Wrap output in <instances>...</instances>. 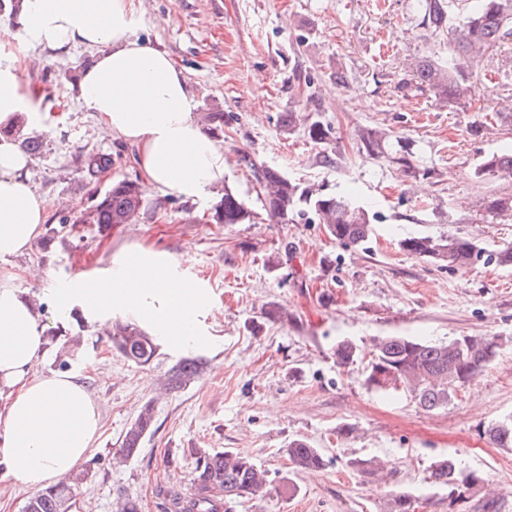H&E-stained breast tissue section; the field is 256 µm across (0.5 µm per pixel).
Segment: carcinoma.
<instances>
[{"mask_svg": "<svg viewBox=\"0 0 512 512\" xmlns=\"http://www.w3.org/2000/svg\"><path fill=\"white\" fill-rule=\"evenodd\" d=\"M417 2L423 9L422 25L435 33H448V58L419 61L399 80L397 90L428 91L453 109L472 96L468 81L480 63L495 59L512 41V0H470L465 14L459 17L455 16L457 0ZM12 137L31 155L42 149V140L35 136L23 138L18 129ZM382 137L381 131L366 130L360 136L361 150L369 156L378 154ZM79 158L86 185L90 187V204L77 215L62 219V223L95 224L102 234L116 224L136 223L147 208L137 178L125 175L100 191L97 184L101 176L114 165L112 154L92 152L81 154ZM255 175L273 218L286 221L304 203L324 224L327 234L342 246H360L372 233L368 211L346 196L314 195L269 168L258 170ZM474 177L479 180L511 178L512 154L486 158L475 168ZM480 207L494 216L512 214V195L491 193L482 198ZM252 218L251 210L228 190L211 215L215 224H248ZM398 245L410 256L445 262L459 269L468 267L481 255L476 242L451 237L407 236L400 239ZM503 342L501 336L470 335L457 336L448 342L402 336L378 338L372 344L365 383L383 392H407L426 411L446 408L458 391L494 360ZM109 343L112 350L139 366L150 365L159 350L157 338L131 319L112 323ZM360 354L355 344L341 341L334 351L336 366L348 367ZM204 365L203 359L192 353L181 357L165 374V389L178 392L186 388L200 377ZM155 423V404L147 401L124 431L120 441L122 458L130 460L138 456L146 437L155 432ZM485 434L499 447L511 448L512 417L489 425ZM285 453L296 470H321L326 466L320 450L301 439L290 441ZM87 477L85 471L76 472L69 481L31 495L22 512H71L75 505L74 487ZM430 479L448 487L450 496L461 494L480 482L473 473H459L450 459L431 465ZM266 487L265 473L250 457L232 451L210 453L198 449L190 488L185 491L175 485L161 486L156 494L163 499L165 512H231L232 504L238 499L254 496ZM415 509L412 498L403 493L391 499L388 512H415ZM116 512H142L140 498L121 495Z\"/></svg>", "mask_w": 512, "mask_h": 512, "instance_id": "carcinoma-1", "label": "carcinoma"}]
</instances>
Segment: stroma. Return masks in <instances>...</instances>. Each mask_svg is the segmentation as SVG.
<instances>
[{
  "instance_id": "1",
  "label": "stroma",
  "mask_w": 512,
  "mask_h": 512,
  "mask_svg": "<svg viewBox=\"0 0 512 512\" xmlns=\"http://www.w3.org/2000/svg\"><path fill=\"white\" fill-rule=\"evenodd\" d=\"M135 34L166 51L188 80L192 115L212 108L224 126L212 133L224 150V182L196 202L148 197L137 223L109 235L82 225V239L53 237L60 217L88 204L81 151L117 158L101 187L130 173L134 151L112 137L79 96L78 79L93 53L41 52L29 78L56 120L40 132L28 182L53 198L48 231L24 255L0 260L18 272L16 288L40 300L41 322L54 332L38 374H69L97 403L102 428L81 464L87 480L73 512H115L120 493L162 512L158 485L188 487L193 449L233 451L265 471L264 494L238 500L233 512H387L392 495L421 501L420 512H478L486 495L512 512V448L493 445L486 427L512 415V267L478 260L465 269L409 256L398 247L413 235L460 237L492 252L512 242V218H483L487 193H512V182L477 180L487 156L512 154V74L479 66V99L449 111L431 94L406 96L396 84L409 66L437 49L438 37L418 24L415 0H136ZM345 84H337V72ZM315 120L330 128L322 144L306 135ZM491 122V130L481 122ZM385 132L384 152L360 150V134ZM414 172H406L401 158ZM269 167L317 193L348 195L374 213L366 248H347L313 213L284 223L264 208L253 171ZM256 213L252 224H212L224 192ZM163 252L178 273L203 288L209 312L196 354L203 375L177 393L162 390L166 371L185 350L161 342L151 365L126 361L108 346V323L59 318L56 288L95 274L132 246ZM278 265H270V255ZM46 279L23 277L28 268ZM281 305L287 321L262 317ZM502 336L494 361L461 389L448 408L423 411L404 393L389 395L364 382L374 339L407 336L447 341L460 335ZM363 352L337 368L340 341ZM156 431L136 458H117L126 426L146 401ZM348 435H339V428ZM306 440L325 456L319 471L293 470L289 441ZM441 458L481 476L461 499L433 484ZM353 459L387 462L384 482L354 472Z\"/></svg>"
}]
</instances>
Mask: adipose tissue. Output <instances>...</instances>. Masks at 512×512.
Instances as JSON below:
<instances>
[{"label": "adipose tissue", "instance_id": "adipose-tissue-1", "mask_svg": "<svg viewBox=\"0 0 512 512\" xmlns=\"http://www.w3.org/2000/svg\"><path fill=\"white\" fill-rule=\"evenodd\" d=\"M21 35L0 41V125L46 118L20 64L30 50L67 54L95 49L81 75V99L113 137L135 150L144 193L195 201L224 179V151L192 116L187 79L172 58L139 40L135 0H21ZM28 158L0 138V259L22 254L39 237L51 201L27 183ZM0 274V474L36 492L67 478L100 430L96 402L70 375L38 376L47 340L31 302ZM58 314L131 317L175 345L202 335L207 305L162 253L131 248L105 276L78 275L56 289Z\"/></svg>", "mask_w": 512, "mask_h": 512}]
</instances>
